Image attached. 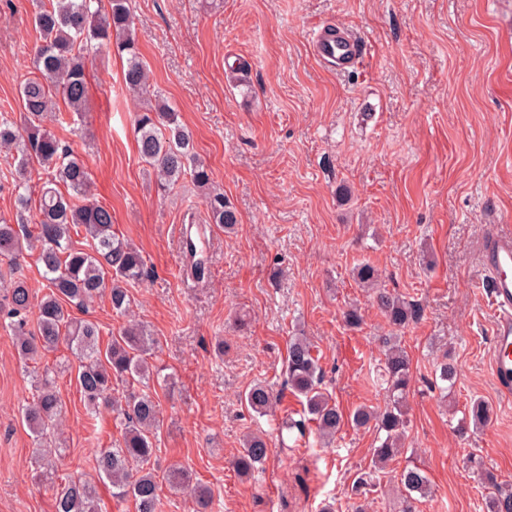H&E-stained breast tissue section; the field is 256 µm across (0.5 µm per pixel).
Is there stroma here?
<instances>
[{
  "mask_svg": "<svg viewBox=\"0 0 512 512\" xmlns=\"http://www.w3.org/2000/svg\"><path fill=\"white\" fill-rule=\"evenodd\" d=\"M35 0H0V113L21 112L19 90L39 41ZM136 39L150 79L193 135L212 179L237 212L232 234L207 224L191 181L159 193L140 159L122 83L124 58L86 60L89 133L61 130L92 175V194L114 230L141 252L149 279L132 288V318L156 339L151 383L161 409L156 470L184 466L215 492L212 512H401L395 476L417 464L430 495L416 512H484L493 473L512 489V396L490 374L492 316L482 286L489 221L512 225V0H133ZM338 25L362 44L339 72L314 56L311 37ZM247 67L246 81L236 68ZM206 224L204 279L184 277L179 226ZM372 263L383 288L419 304L394 330L353 269ZM358 309L359 327L344 314ZM400 335L411 360L405 448L366 495L377 432L344 425L324 444L284 393L272 416L242 394L282 390L288 340L305 336L324 385L343 411L383 406L381 337ZM223 356H216V342ZM458 369L448 399L430 383L442 357ZM78 361L59 345L21 361L0 327V512H54L53 488L95 476L99 449L121 437L110 412L85 409ZM63 403L62 457L36 463L21 420L43 370ZM489 423L459 435L468 404ZM265 431L268 459L247 478L233 459L245 434Z\"/></svg>",
  "mask_w": 512,
  "mask_h": 512,
  "instance_id": "stroma-1",
  "label": "stroma"
}]
</instances>
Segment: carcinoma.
<instances>
[{
  "instance_id": "cac0c4a2",
  "label": "carcinoma",
  "mask_w": 512,
  "mask_h": 512,
  "mask_svg": "<svg viewBox=\"0 0 512 512\" xmlns=\"http://www.w3.org/2000/svg\"><path fill=\"white\" fill-rule=\"evenodd\" d=\"M129 2L39 0L34 24L40 44L33 51L32 76L20 90L25 129L19 130L8 113L0 114V150L7 152L6 160L14 168L11 192L19 213L30 211L32 170L38 166L43 171L36 233L27 231L24 224L0 222V256L15 261L27 250L35 253L45 288L38 300L22 277L7 289L8 328L20 358L33 359L66 342L79 360L75 379L85 409L90 414L102 407L111 409L122 430V442L102 449L96 457L99 473L112 486V497L118 501L133 499L136 512H161L159 475L149 467L155 454L160 404L149 392L131 387L134 382L147 385L159 375L149 362L155 340L144 325L130 322L103 345L97 323L73 316V310L88 309L105 291L112 311L128 314L133 304L129 286L148 278L150 271L141 252L113 232L109 209L91 197L86 164L45 126L48 120L60 125L75 118L82 121L89 112L85 62L92 43L113 45L117 52L126 54V91L154 100L147 111L136 115L135 126L138 153L156 172L158 189L171 191L188 177L202 191L209 223L231 231L239 220L224 192L213 186L211 170L198 157L190 131L180 124L161 94L151 89ZM81 228L84 247L75 248L72 234ZM354 275L359 286L372 291L390 325L401 329L417 317L416 304L378 287L379 274L373 265L359 264ZM383 355L382 382L388 403L381 409L362 405L346 416L321 387V368L312 344L304 336L288 341V385L303 403L304 413L316 423L320 436H335L347 421L356 428L373 426L384 434L374 450L373 469L360 477V484L366 486L371 485L381 465L401 451L407 427L410 358L395 336L384 341ZM434 375L438 389L446 393L455 385L457 369L445 357L436 364ZM243 399L253 412L264 416L273 410L280 394L268 385L257 384L245 391ZM62 408L55 378L47 373L38 380L22 419L42 439L55 430ZM491 413L488 403L474 400L461 423L485 424ZM267 457L265 436L251 433L233 466L239 476L247 477ZM164 480L169 490L189 493L198 512H207L213 491L194 479L192 471L172 466ZM399 480L405 504L402 512H414L417 498L430 493L427 474L409 465ZM484 504L485 512H512V492L496 488L485 497ZM54 509L103 512L95 488L79 476L58 485Z\"/></svg>"
}]
</instances>
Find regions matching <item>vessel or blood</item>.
<instances>
[{
	"label": "vessel or blood",
	"mask_w": 512,
	"mask_h": 512,
	"mask_svg": "<svg viewBox=\"0 0 512 512\" xmlns=\"http://www.w3.org/2000/svg\"><path fill=\"white\" fill-rule=\"evenodd\" d=\"M315 57L338 70L354 67L362 57L360 42L345 33H318L312 41ZM485 286L493 310L490 370L504 394L512 393V226L489 225L481 251Z\"/></svg>",
	"instance_id": "obj_1"
}]
</instances>
